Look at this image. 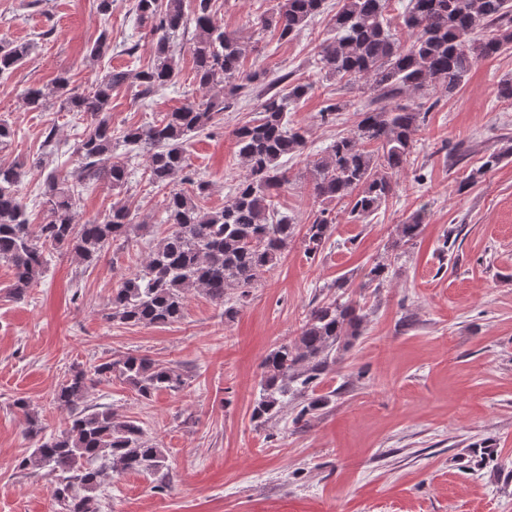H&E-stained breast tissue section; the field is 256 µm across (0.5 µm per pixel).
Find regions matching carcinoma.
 I'll return each instance as SVG.
<instances>
[{
	"mask_svg": "<svg viewBox=\"0 0 512 512\" xmlns=\"http://www.w3.org/2000/svg\"><path fill=\"white\" fill-rule=\"evenodd\" d=\"M183 3L135 0L133 9L140 23L150 25V33L158 36L151 67L113 69L88 93L69 89L64 76L49 87H31L23 93V105L29 110L43 112L58 102L62 110L94 117L96 124L76 144V166L66 172L55 168L44 176L45 217L40 224L32 223L31 211L18 190L28 174L24 165H0V260L13 269L15 298L24 297L43 277L52 252L66 250L83 263L96 264L113 243H129L145 229L121 202L98 219L80 222L75 185L106 181L121 188L127 183L126 166L112 160V127L101 115L110 111L116 87L136 85L146 96L172 83L178 71L168 39L190 27L195 30L190 47L194 81L206 91L223 86L224 97L205 96L165 113L147 127L123 133V142L147 157L148 183L167 190L161 219L167 228L143 269L113 289L107 320L173 324L183 318L185 301L193 290H203L218 305L224 304L228 287L240 289L244 296L292 244L295 225L290 217L278 215L275 198L288 181L280 159L300 156L306 146V130L288 124L285 100L302 98L308 85L295 84L285 96L265 95L259 118L235 130L246 176L224 207L203 209L198 201L209 183L190 168L185 141L191 133L220 124L229 100L247 88L240 72L247 48L224 30L212 13V0H194L189 13ZM324 5L325 0H279L272 13L259 18V25L277 32L281 40H290L324 12ZM388 6L389 0H339L331 17L336 35L318 51L317 66L325 75L363 80L378 98L396 101L391 107L360 113L356 131L338 137L323 156L312 161V195L323 203L348 201L349 215L355 220L367 219L392 194L391 175L404 168L425 121L426 113L398 99L418 92L434 107L436 89L453 96L479 60L512 49V0H409L402 15V25L410 32L407 44L390 33ZM34 48L31 42L0 39V76L11 74ZM110 51L104 30L88 47L87 57L98 61ZM366 143L374 149H366ZM508 156L505 150L488 154L460 188L478 182ZM423 223L422 211L406 218L394 246L417 239ZM333 224L323 208L305 225L308 254L316 255L327 242ZM365 278V287L378 288L387 278V267L376 263ZM365 318L362 307L351 300L336 297L313 306L295 343L280 345L263 360L252 419L263 424L279 412L288 395L306 393L336 363V353L361 335ZM114 376L145 399L185 385L176 368L159 366L146 356L121 355L92 371L74 366L55 394L58 406L70 411L66 427L49 437L28 403L16 402L25 412L24 436L31 442L28 454L16 460V468L43 470L52 476L60 512H99L96 491L109 471L152 476L160 488L166 483V455L159 443L145 438L139 424L116 419L107 407L78 408L95 383Z\"/></svg>",
	"mask_w": 512,
	"mask_h": 512,
	"instance_id": "obj_1",
	"label": "carcinoma"
}]
</instances>
